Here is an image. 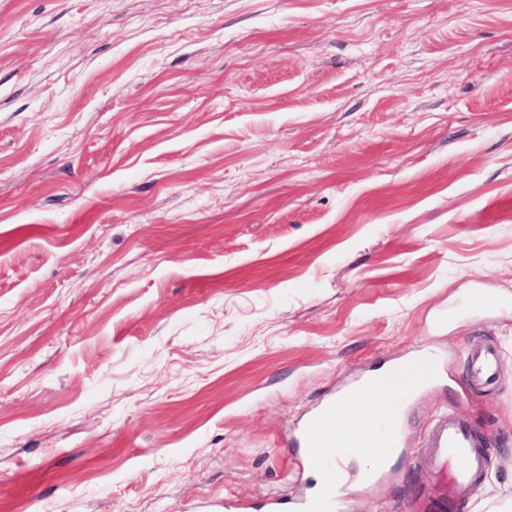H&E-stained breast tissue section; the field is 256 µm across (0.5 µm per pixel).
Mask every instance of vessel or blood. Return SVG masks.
<instances>
[{"label":"vessel or blood","mask_w":512,"mask_h":512,"mask_svg":"<svg viewBox=\"0 0 512 512\" xmlns=\"http://www.w3.org/2000/svg\"><path fill=\"white\" fill-rule=\"evenodd\" d=\"M498 365L495 351L472 352L468 355L471 376L493 381ZM436 363L425 357L397 369L392 378L362 391L361 399L369 408L373 428L366 436L337 438L334 432L335 405L323 407L300 431L303 448H325L328 469L342 465L355 448L373 446L394 449L400 445L402 397L416 391L434 375ZM424 455L432 464L436 478L428 490L435 512H455L463 493L486 471L490 458L483 448V439L466 421L449 412L433 424L425 442ZM335 491L323 489L298 501L273 503L274 512H333Z\"/></svg>","instance_id":"vessel-or-blood-1"}]
</instances>
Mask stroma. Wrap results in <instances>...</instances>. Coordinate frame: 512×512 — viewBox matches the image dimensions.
<instances>
[{"label": "stroma", "mask_w": 512, "mask_h": 512, "mask_svg": "<svg viewBox=\"0 0 512 512\" xmlns=\"http://www.w3.org/2000/svg\"><path fill=\"white\" fill-rule=\"evenodd\" d=\"M475 292L512 298V0H0V512H269L315 491L303 421L422 354L336 512H428L449 411L494 512L512 305ZM498 357L495 351L471 352L468 354V370L471 376L491 382L495 378Z\"/></svg>", "instance_id": "1"}]
</instances>
